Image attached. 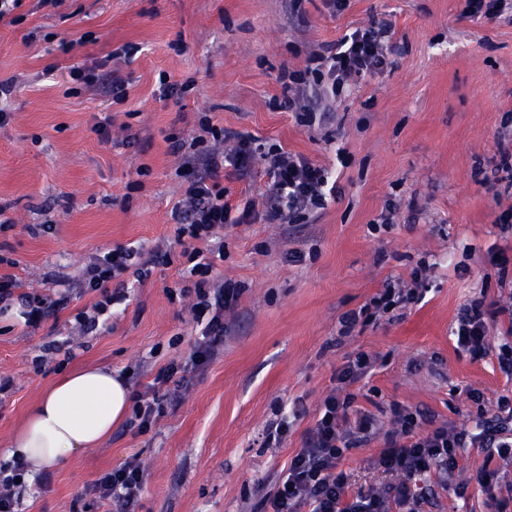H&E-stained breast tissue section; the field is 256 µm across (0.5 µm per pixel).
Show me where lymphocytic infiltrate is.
Wrapping results in <instances>:
<instances>
[{"instance_id":"f902f5d3","label":"lymphocytic infiltrate","mask_w":512,"mask_h":512,"mask_svg":"<svg viewBox=\"0 0 512 512\" xmlns=\"http://www.w3.org/2000/svg\"><path fill=\"white\" fill-rule=\"evenodd\" d=\"M393 25L374 20L332 44L325 45L308 72H296L282 85L281 96L298 113V120L311 123L313 113L305 102L314 97L335 102L349 82L373 77L389 64L390 35ZM254 138L247 132H226L201 116L191 140L170 137L169 148L182 156L192 176L185 197L172 217L183 246L187 266L180 288H168V295L193 297L197 313H209L189 356L161 368L144 391L136 393L133 413L127 425L146 432L163 411L171 386L178 376L197 371L213 357L224 341V313L237 302L241 291L213 277L214 261L224 255L219 231L227 224H294L308 213L325 208L336 195V183L328 169L306 157L270 146L263 155L268 181L259 198L234 208L224 195V171L233 169L245 175L254 160ZM173 262L170 251L155 247L149 255L118 247L88 264L80 278L81 293H98L90 312H79L76 320L87 331L95 329L100 316L125 297L121 276L133 272L144 281L151 267ZM422 270L411 275L410 286L385 281L367 307L342 316L343 330L356 326L361 316L387 314L420 303L425 296ZM70 292L52 298L33 290L19 292L14 276L0 275V315L16 312L26 327L39 328L51 314L69 307ZM512 318V305L491 307L475 300L464 305L454 334L459 348L473 357L490 353V335L500 316ZM376 355L359 352L341 368L336 385L324 398L315 424L306 432L301 448L290 460L288 470L275 491L260 501V512H420L430 502L435 488L452 486L459 468L462 448H493L500 457L512 456V404L500 401L495 410L481 407L483 397L472 390L468 398L479 404L475 429L453 423L430 430L419 427L416 413L393 408L391 428L384 436L376 466L392 475V483L380 489L351 493L349 478L341 463L347 451L369 445L376 437V420L368 412L354 408V385L374 370ZM144 488V471L138 461H130L99 476L90 486L98 499L110 502L113 512H135Z\"/></svg>"}]
</instances>
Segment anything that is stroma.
<instances>
[{
    "label": "stroma",
    "mask_w": 512,
    "mask_h": 512,
    "mask_svg": "<svg viewBox=\"0 0 512 512\" xmlns=\"http://www.w3.org/2000/svg\"><path fill=\"white\" fill-rule=\"evenodd\" d=\"M467 0H23L16 23H0V79H17L0 127V274L23 287H76L96 254L119 246L180 251L171 218L186 187L168 136L189 137L201 115L247 131L258 155L278 144L329 169L335 201L301 224H241L223 230L215 272L243 289L224 315L217 355L172 388L144 434L113 427L99 446L28 481L20 512H105L86 488L104 471L138 460L145 485L138 512H254L274 490L304 432L318 418L341 367L356 353L380 364L356 407L382 422L391 404L420 412L426 427L475 425L486 408L512 401V377L496 354L458 351L453 331L472 300L512 298V230L497 219L512 207L498 167L512 155V10L470 17ZM392 22L390 64L351 84L332 116L313 127L281 105V76L305 70L312 53L365 25ZM139 45L128 59L112 49ZM118 69L130 93L73 89L71 68ZM193 81L182 101L159 96L161 81ZM112 120L110 140L93 126ZM135 135L126 144L127 135ZM392 225L378 226L388 204ZM300 251L302 261L288 259ZM506 257L491 264V252ZM428 266V291L401 316L380 315L340 335L343 314L360 310L389 279ZM180 263L134 284L111 317L80 333L75 299L39 329L0 315V449L35 400L62 377L101 366L144 390L159 369L188 355L200 326L188 298L170 299ZM288 415L280 444L267 425ZM382 440L347 452L352 490L387 483L373 466ZM455 486L438 490L431 512H512V464L487 448H464Z\"/></svg>",
    "instance_id": "stroma-1"
}]
</instances>
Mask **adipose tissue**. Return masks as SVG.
<instances>
[{
  "label": "adipose tissue",
  "mask_w": 512,
  "mask_h": 512,
  "mask_svg": "<svg viewBox=\"0 0 512 512\" xmlns=\"http://www.w3.org/2000/svg\"><path fill=\"white\" fill-rule=\"evenodd\" d=\"M129 406L123 378L98 367L78 370L29 406L7 453L38 469L60 465L111 435Z\"/></svg>",
  "instance_id": "ef3b65f1"
}]
</instances>
